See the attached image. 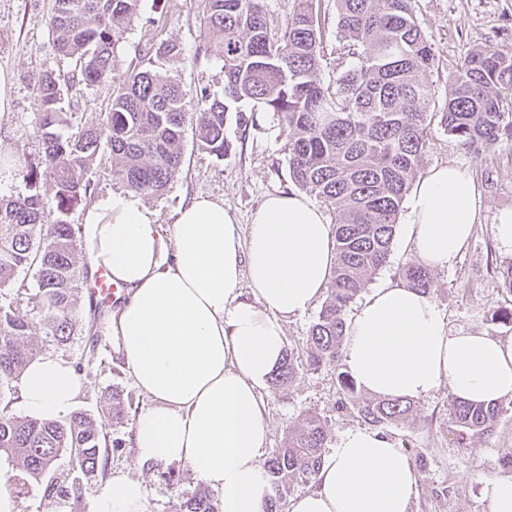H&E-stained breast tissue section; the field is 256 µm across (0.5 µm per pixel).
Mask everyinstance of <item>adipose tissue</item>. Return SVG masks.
Wrapping results in <instances>:
<instances>
[{"label": "adipose tissue", "mask_w": 512, "mask_h": 512, "mask_svg": "<svg viewBox=\"0 0 512 512\" xmlns=\"http://www.w3.org/2000/svg\"><path fill=\"white\" fill-rule=\"evenodd\" d=\"M482 196L455 163L432 166L415 184L405 231L412 255L448 268L477 224ZM80 233L89 274L106 271L126 297L112 334L150 405L135 419L136 459L181 462L219 493L222 512H264L273 495L262 391L286 345L284 324L322 297L334 242L326 216L307 196L265 199L247 229L221 201L194 196L163 237L152 212L115 193L85 212ZM347 372L364 392L419 398L441 386L481 403L512 397V343L449 334L429 295L388 282L374 288L347 323ZM25 415L62 421L81 380L46 353L21 381ZM314 491L290 512H408L416 477L408 456L375 430L350 429L322 457ZM146 488L113 474L93 512H144Z\"/></svg>", "instance_id": "obj_1"}]
</instances>
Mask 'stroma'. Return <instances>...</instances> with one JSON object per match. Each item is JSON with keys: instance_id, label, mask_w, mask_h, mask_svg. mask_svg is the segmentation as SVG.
I'll use <instances>...</instances> for the list:
<instances>
[{"instance_id": "35a3bbf8", "label": "stroma", "mask_w": 512, "mask_h": 512, "mask_svg": "<svg viewBox=\"0 0 512 512\" xmlns=\"http://www.w3.org/2000/svg\"><path fill=\"white\" fill-rule=\"evenodd\" d=\"M325 7L321 79L327 83L355 66L357 60L348 56L338 34L335 0H326ZM49 8L50 0H0V69L7 71L12 81L9 106L0 111V152L19 162L37 158L41 150L32 123L40 110L35 75L55 74L67 67L49 34ZM202 12V0H140L138 14L116 49L118 62L125 68L148 41L164 39L179 44L183 54L168 69L184 87L186 110L191 114L201 108L202 94L219 97L224 93L222 61L199 51L204 40ZM416 17L437 49L436 64L425 79L438 100H445L450 74L472 47L512 49V0H417ZM242 110L252 113L253 122L245 126L237 118H229L226 137L230 148L224 157L199 149L193 133H185L184 163L166 192L141 199L159 224H171L175 210L200 193L222 201L244 227L269 194L293 189L287 138L276 118L269 112H252L247 104ZM448 162L472 175L483 205L460 257L451 268L434 270L436 289L430 297L443 311L449 333H477L510 342L512 324L497 318L496 313L512 304L499 278L500 270L512 263V252L498 247L494 224L501 209L512 208V144L503 141L468 148L443 130H434L418 171L423 174ZM78 307L81 329L67 344L47 342L38 330L29 343L37 353L56 354L80 364L82 391L77 408L88 413L99 433L109 440L103 454L107 465L79 474L80 496L50 499L45 497L43 485L1 458L0 469L10 478L20 512H92L95 499L107 490L115 471L144 481L145 512H179L180 504L201 488V480L181 463L140 466L131 442L132 419L120 423L112 417L113 392L131 394L136 413L150 404L135 386L112 334L109 314L116 306L111 303L98 309L83 296ZM88 326L98 336L93 350L86 344L84 329ZM344 368L339 361L316 371L303 370L289 389L264 391L270 447H279L288 428L310 413L325 420L332 446L344 431L363 427L356 411L338 406L337 375ZM451 397L444 386L431 396L415 399L409 417L384 429L396 442L409 443L412 453L424 461L415 471L417 492L408 512H490L482 494L485 481L512 475V469L503 465L504 457L512 453V403L505 404L492 435L471 437L461 447L452 429Z\"/></svg>"}]
</instances>
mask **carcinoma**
Here are the masks:
<instances>
[{
	"label": "carcinoma",
	"instance_id": "cac0c4a2",
	"mask_svg": "<svg viewBox=\"0 0 512 512\" xmlns=\"http://www.w3.org/2000/svg\"><path fill=\"white\" fill-rule=\"evenodd\" d=\"M140 0H52L49 32L69 60L65 74H39L34 85L41 102L33 123L41 133L42 155L14 165L29 193L0 196V456L36 482L46 481L47 496H76L79 486L50 478L63 453L72 469L89 473L101 466L107 445L90 416L76 411L62 422L19 418L10 411L16 382L37 357L27 342L32 329L57 345L75 335V290L88 272L74 260L79 226L50 220L92 201L96 185L89 164L102 152L112 178L126 189L161 195L182 164L188 121L184 90L164 69L182 55L174 42L144 45L138 61L120 70L115 50ZM206 54L224 62V96H201L194 118L197 145L218 158L229 149L224 134L238 104L271 112L287 138L289 175L300 190L336 210L335 263L326 301L300 353L285 351L271 376L283 390L299 371L336 361L347 327V313L369 277L387 261L398 215L429 136L438 127L468 147L512 141V51L471 50L455 69L444 103L433 102L423 75L435 67L437 49L415 21L416 0H336L338 29L360 64L324 84L323 0H293L280 31L269 24L268 0H206ZM112 87L104 111L86 117L62 111L63 89L80 85ZM76 124L64 136L60 126ZM53 180L54 203L37 190L41 177ZM35 271L37 292L14 285L22 268ZM412 288L431 293L430 270L409 264L401 269ZM32 305L22 314V303ZM339 404L357 410L380 428L405 419L411 402L402 398L361 400L346 372L338 374ZM452 424L459 441L489 436L503 407L453 398ZM328 439L326 423L309 414L272 449L264 466L275 496L265 512H282L281 501L296 482H312ZM181 512H220L213 491L200 488Z\"/></svg>",
	"mask_w": 512,
	"mask_h": 512
}]
</instances>
